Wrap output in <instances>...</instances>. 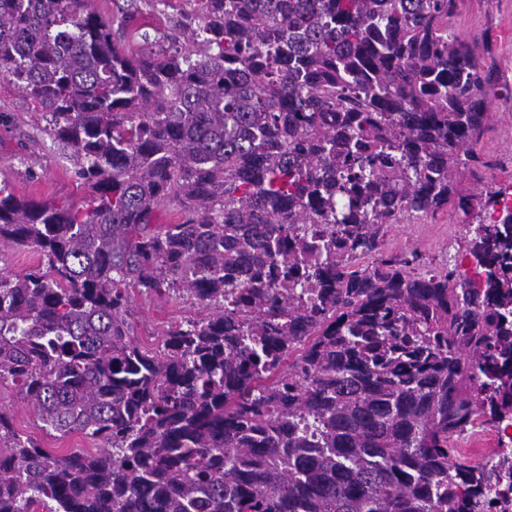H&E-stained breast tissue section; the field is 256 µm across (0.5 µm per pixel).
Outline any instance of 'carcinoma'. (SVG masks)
Here are the masks:
<instances>
[{
    "instance_id": "carcinoma-1",
    "label": "carcinoma",
    "mask_w": 512,
    "mask_h": 512,
    "mask_svg": "<svg viewBox=\"0 0 512 512\" xmlns=\"http://www.w3.org/2000/svg\"><path fill=\"white\" fill-rule=\"evenodd\" d=\"M460 0H182L181 44L120 43L89 0H0V76L71 147L74 210L0 187V512H489L512 455L455 448L512 415V210L473 274L412 273L388 227L508 192L461 170L499 94ZM183 219L154 226L164 203ZM197 314L161 350L129 290ZM39 263V255L34 248L5 245L0 247V270L26 272ZM0 411L9 415L14 429L19 434L32 438L42 448L54 453L66 454L75 448L95 451V448L103 446L100 441H93L82 434L74 433L59 437L55 436V432L45 430L41 421L19 394L18 388L11 382L0 384Z\"/></svg>"
}]
</instances>
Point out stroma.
I'll return each mask as SVG.
<instances>
[{"instance_id":"35a3bbf8","label":"stroma","mask_w":512,"mask_h":512,"mask_svg":"<svg viewBox=\"0 0 512 512\" xmlns=\"http://www.w3.org/2000/svg\"><path fill=\"white\" fill-rule=\"evenodd\" d=\"M92 8L112 22L113 32L133 37L136 31L151 38H166L173 32L175 8L149 15L132 14L130 0H91ZM449 31L476 40L478 53L492 67L504 92L492 99L488 129L476 146L482 160L478 176L462 174L464 187L484 193L512 184V0H462ZM0 184L14 194L37 201H52L76 208L86 203L84 191L73 179V160L68 147L45 134V118L34 112L26 95L13 83L0 78ZM466 216L448 210L388 229L384 249L389 253L418 252L421 270H438L466 253L470 238ZM134 338L145 349L155 350L160 335L196 313L191 301L171 294H131ZM0 411L9 415L14 429L58 454L77 448L95 450L97 443L74 433L59 437L45 430L33 410L11 383L0 384Z\"/></svg>"}]
</instances>
